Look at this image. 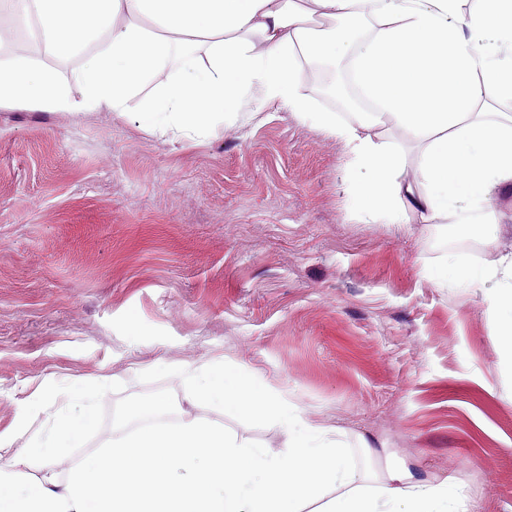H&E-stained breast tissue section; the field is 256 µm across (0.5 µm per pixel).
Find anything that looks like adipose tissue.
Wrapping results in <instances>:
<instances>
[{
  "label": "adipose tissue",
  "instance_id": "1",
  "mask_svg": "<svg viewBox=\"0 0 512 512\" xmlns=\"http://www.w3.org/2000/svg\"><path fill=\"white\" fill-rule=\"evenodd\" d=\"M0 0L33 20L46 57L77 58L74 83L24 58L0 62V109L119 112L145 85L139 112L151 131L214 132L225 117L276 102L343 146L368 179L350 192L365 218L466 225L492 242L479 217L512 187V0ZM373 20L354 45L349 22ZM355 48L352 75L372 110L337 122L297 95L304 63ZM79 95H72V87ZM393 122L417 150L401 181V148L382 139ZM436 287L479 292L500 356L512 366V253L490 264L456 260L422 270ZM191 402L245 413L284 431L271 451L197 417L162 422L164 400L140 403L92 453L73 454L95 424L88 384L69 382L76 409L50 428L0 433V512H469L453 477L426 479L400 466L376 476L357 468L335 429L313 424L281 392L246 372L207 362L185 372ZM26 435L16 448L17 435Z\"/></svg>",
  "mask_w": 512,
  "mask_h": 512
}]
</instances>
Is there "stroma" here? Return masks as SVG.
Listing matches in <instances>:
<instances>
[{"instance_id": "1", "label": "stroma", "mask_w": 512, "mask_h": 512, "mask_svg": "<svg viewBox=\"0 0 512 512\" xmlns=\"http://www.w3.org/2000/svg\"><path fill=\"white\" fill-rule=\"evenodd\" d=\"M150 94L123 115L0 110V432L35 390L104 377L77 442L95 448L136 403L187 409L180 370L221 359L338 428L358 467L405 462L466 484L478 512H512V368L480 295L421 274L512 252V189L489 246L413 211L370 222L347 193L367 172L311 122L262 103L208 137L152 134L136 118Z\"/></svg>"}]
</instances>
